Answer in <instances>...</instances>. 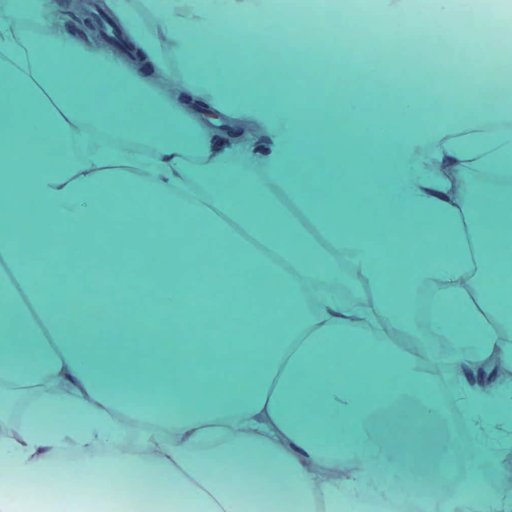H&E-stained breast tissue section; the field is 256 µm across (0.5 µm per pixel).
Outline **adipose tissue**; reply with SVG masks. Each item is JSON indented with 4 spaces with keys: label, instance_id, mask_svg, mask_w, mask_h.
I'll list each match as a JSON object with an SVG mask.
<instances>
[{
    "label": "adipose tissue",
    "instance_id": "ef3b65f1",
    "mask_svg": "<svg viewBox=\"0 0 512 512\" xmlns=\"http://www.w3.org/2000/svg\"><path fill=\"white\" fill-rule=\"evenodd\" d=\"M414 0L348 24L413 42ZM124 49L76 40L48 0H0V512L66 468L180 512H512L453 442L436 344L512 369V72L305 105L255 44L310 27L274 0H110ZM223 34V65L206 42ZM161 268L129 261L124 242ZM91 255L108 320L34 261ZM224 271L204 305L197 260ZM367 287L342 300L337 275ZM217 337L199 341L200 320ZM403 478L379 486L382 470ZM131 502L135 505V509L138 512H160L163 511L165 506H162L164 502H166V498L162 501L159 498H155L151 485L148 479H141L137 485L135 490L131 493ZM153 503L157 508L145 507L143 505Z\"/></svg>",
    "mask_w": 512,
    "mask_h": 512
}]
</instances>
